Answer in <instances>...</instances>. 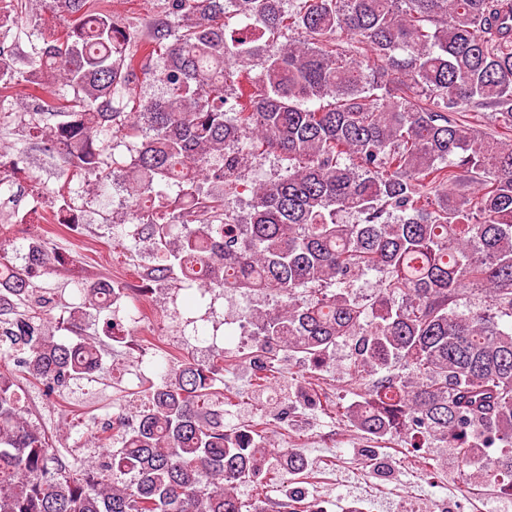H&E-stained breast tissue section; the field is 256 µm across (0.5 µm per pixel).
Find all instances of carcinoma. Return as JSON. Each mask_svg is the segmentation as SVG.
<instances>
[{
  "label": "carcinoma",
  "mask_w": 512,
  "mask_h": 512,
  "mask_svg": "<svg viewBox=\"0 0 512 512\" xmlns=\"http://www.w3.org/2000/svg\"><path fill=\"white\" fill-rule=\"evenodd\" d=\"M30 2L0 0V125L25 118L65 178L32 186L24 151H0V512H268L237 489L306 466L256 423L224 428L217 359L166 368L77 463L24 409L20 386L52 399L104 369L125 287L89 283L65 325L35 284L57 258L8 229L75 211L71 183L106 186L120 146L117 235L152 255L143 279L277 298L245 316L259 394L282 357L318 371L346 342L368 380L347 425L449 448L478 487L512 478V0H166L145 37L107 0ZM267 154L277 177L244 184ZM467 294L483 305L459 310ZM102 316L104 337L82 334Z\"/></svg>",
  "instance_id": "cac0c4a2"
}]
</instances>
